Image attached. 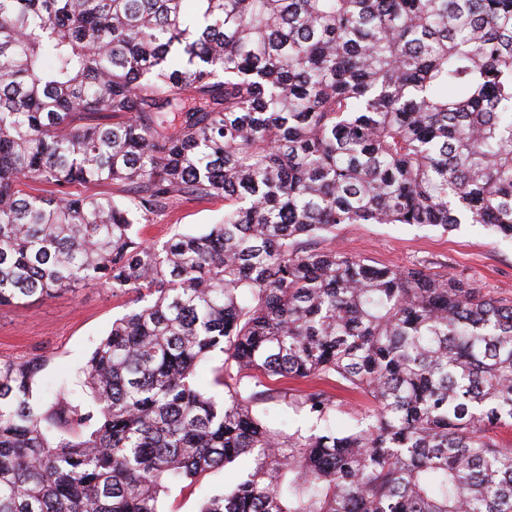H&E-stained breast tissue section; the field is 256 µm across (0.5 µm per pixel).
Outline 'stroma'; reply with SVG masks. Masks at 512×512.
Returning a JSON list of instances; mask_svg holds the SVG:
<instances>
[{
  "mask_svg": "<svg viewBox=\"0 0 512 512\" xmlns=\"http://www.w3.org/2000/svg\"><path fill=\"white\" fill-rule=\"evenodd\" d=\"M223 213L220 198L183 201L152 216L143 230L144 237L163 242L176 233H199ZM309 246L333 247L376 267L449 273L483 294L512 301V240L479 224H463L448 232L407 224H342L334 235L314 239ZM136 305L135 295L88 285L50 299L2 307L0 359L23 362L43 356L44 384L37 394L48 400L47 385L74 383L113 320ZM249 386L260 394L258 409L286 419L290 427L307 426V419L294 414L283 397L287 385L273 384L264 377L250 379ZM242 472V466L237 465L208 474L192 487L173 491L164 498L162 508L164 512H198L204 494L230 487Z\"/></svg>",
  "mask_w": 512,
  "mask_h": 512,
  "instance_id": "35a3bbf8",
  "label": "stroma"
}]
</instances>
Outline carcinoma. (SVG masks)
Returning a JSON list of instances; mask_svg holds the SVG:
<instances>
[{"instance_id":"1","label":"carcinoma","mask_w":512,"mask_h":512,"mask_svg":"<svg viewBox=\"0 0 512 512\" xmlns=\"http://www.w3.org/2000/svg\"><path fill=\"white\" fill-rule=\"evenodd\" d=\"M52 187L31 195L24 181ZM118 182L130 196L76 195ZM199 234L142 240L185 200ZM512 239V0H0V307L107 284L75 387L0 359V512H512V305L300 239L340 224ZM224 354L220 403L194 382ZM334 381L252 411L238 375ZM224 214V199L183 201L172 210L151 217L144 228V238L163 242L174 233H199ZM253 375H258V378H245L244 382L248 384L254 391L264 394L257 401L256 408L258 410H267L271 415L286 419L291 428H295L297 426H302L305 428L310 425V422L302 415L300 416L294 414L293 410L288 408V394L296 393L295 391H289L288 393V389L294 388L299 390H307L308 387L313 385L325 387L333 393L337 394L340 399H344L343 405L340 407V411L336 413V430H343L353 422L352 417L358 408L359 402H357L358 399H356L354 395L348 392L333 389L330 387V385L319 383L323 381L318 380L309 382L303 380L288 382V384H279L268 379L267 377L260 375L259 373H254ZM258 381L260 382L258 383ZM267 388L276 390L267 391ZM284 392H287L286 399L283 398ZM243 469V464L226 467L206 475L192 487L182 491L179 489L173 491L164 498L162 510L166 512H197L205 493L217 491L222 487L229 488L234 481L241 477Z\"/></svg>"}]
</instances>
